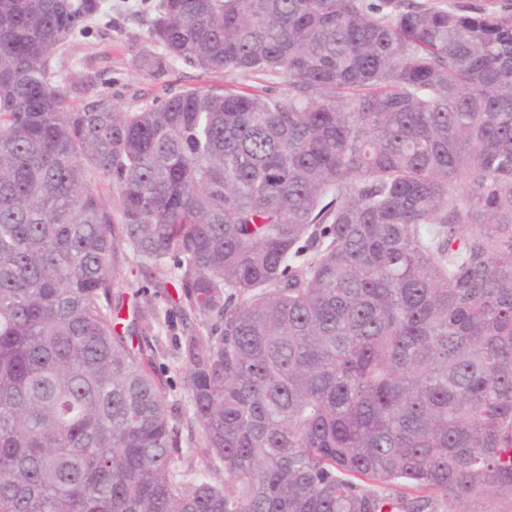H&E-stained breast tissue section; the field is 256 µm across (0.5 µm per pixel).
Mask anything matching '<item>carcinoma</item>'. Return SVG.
I'll return each instance as SVG.
<instances>
[{"label":"carcinoma","instance_id":"obj_1","mask_svg":"<svg viewBox=\"0 0 512 512\" xmlns=\"http://www.w3.org/2000/svg\"><path fill=\"white\" fill-rule=\"evenodd\" d=\"M103 10L0 0V512H512V0H159L168 54L289 94L138 111L65 65ZM120 241L210 321L222 483L177 465Z\"/></svg>","mask_w":512,"mask_h":512}]
</instances>
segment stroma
<instances>
[{
    "label": "stroma",
    "instance_id": "1",
    "mask_svg": "<svg viewBox=\"0 0 512 512\" xmlns=\"http://www.w3.org/2000/svg\"><path fill=\"white\" fill-rule=\"evenodd\" d=\"M158 0H111L105 16L89 24L87 30L69 43L66 65L89 68L99 73L112 99L123 109L135 111L161 96L197 86H221L232 90L255 89L284 98L288 95L285 77L263 73L226 71L206 74L180 60H167L163 76L150 77L139 65L145 54L163 55V48L149 36ZM121 258L113 291L125 310L137 311L159 337L162 349L155 360L168 381L166 399L172 408L180 434L181 467L202 468L204 452L198 443L197 424L189 393L183 382L178 359L179 344L188 330L200 328L198 316L181 314L172 271L145 268L128 247H121Z\"/></svg>",
    "mask_w": 512,
    "mask_h": 512
}]
</instances>
